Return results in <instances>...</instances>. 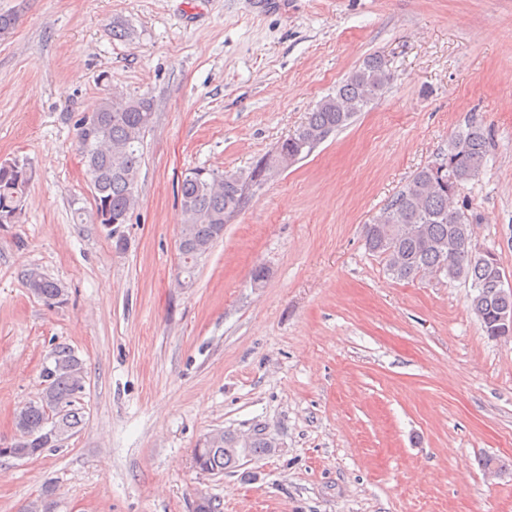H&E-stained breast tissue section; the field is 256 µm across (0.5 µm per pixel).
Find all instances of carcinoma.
Wrapping results in <instances>:
<instances>
[{
	"instance_id": "cac0c4a2",
	"label": "carcinoma",
	"mask_w": 512,
	"mask_h": 512,
	"mask_svg": "<svg viewBox=\"0 0 512 512\" xmlns=\"http://www.w3.org/2000/svg\"><path fill=\"white\" fill-rule=\"evenodd\" d=\"M393 80L380 55H371L352 71L333 95L322 99L307 120L280 142L247 173L226 178L200 168L178 186L184 221L178 237L180 271L192 277L199 260L224 235V224L239 212L250 188L264 182V173L286 154L295 160L309 155L333 132L347 126L354 116L378 99ZM154 119L146 98L117 102L100 98L83 113L76 125V146L88 181L96 185L92 220L124 224L139 205L138 182L143 143ZM489 137L472 122L448 142L441 161L419 169L408 185L365 225L366 245L385 261L396 279L412 281L430 270H445L450 279L468 280L475 294L470 308L487 335H498L499 316L512 314V298L498 290L502 271L496 256L478 251L470 223L453 205L464 185L485 167ZM33 177L30 166L17 170L0 164V217L14 214L16 223L25 205V189ZM26 287L49 305L64 301L65 290L36 268L24 273ZM43 388L37 400L15 416L18 448H50L58 438L74 435L82 423L75 399L84 385V366L67 347L54 351L53 366L43 370ZM272 448L262 431L247 443L222 430L204 439L195 456L207 472H224L239 466L241 458Z\"/></svg>"
}]
</instances>
